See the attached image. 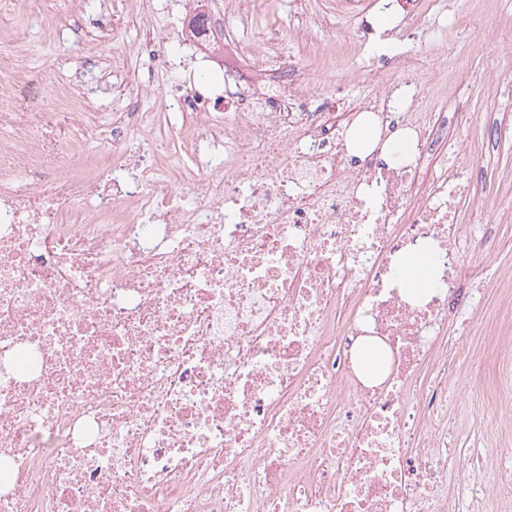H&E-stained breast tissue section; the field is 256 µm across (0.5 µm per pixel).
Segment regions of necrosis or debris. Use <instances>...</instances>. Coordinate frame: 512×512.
I'll return each instance as SVG.
<instances>
[{
  "instance_id": "4bbe7bcc",
  "label": "necrosis or debris",
  "mask_w": 512,
  "mask_h": 512,
  "mask_svg": "<svg viewBox=\"0 0 512 512\" xmlns=\"http://www.w3.org/2000/svg\"><path fill=\"white\" fill-rule=\"evenodd\" d=\"M164 0L178 41L146 32L158 67L174 48L196 78L162 98L185 113L195 165L127 156L155 116H114L96 167L62 174L77 136H43L38 112L0 89V512H479L481 470L448 488L447 390L420 369L449 318L470 327L460 213L471 156L414 187L447 138L445 103L413 78L415 55L365 37L375 93L341 108L273 46L248 72L217 9ZM433 73L443 64L421 61ZM413 149L390 164L351 155L359 116ZM434 245L436 288L414 298L401 257ZM384 374L353 364L361 339Z\"/></svg>"
}]
</instances>
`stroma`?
I'll return each mask as SVG.
<instances>
[{
  "mask_svg": "<svg viewBox=\"0 0 512 512\" xmlns=\"http://www.w3.org/2000/svg\"><path fill=\"white\" fill-rule=\"evenodd\" d=\"M0 11V30L18 37L24 67L47 79L42 109L54 112V98L66 93L76 76L86 75L85 90L95 101L93 116L83 134L87 162L104 158L109 144L105 130L119 112H155L159 115L158 139L172 141L183 125L178 112L162 107L161 90L171 71L198 70L199 62L185 52L172 59V70L158 68L138 50L144 30L140 16L126 0H11ZM340 0H309L307 12L318 19L305 41L292 34V0H253L254 17L242 25L237 5H229L225 25L235 33L238 49L232 54L239 66H247L251 54L261 48L268 33H275L285 59H302L308 70L307 85L323 93L342 89L344 102L356 100L370 88L368 74L358 69L356 36L338 39L349 24L339 8ZM360 19L376 32L392 33L398 45L441 60V76L418 70L417 76L431 95L445 97L449 109L459 107L479 113L475 125L452 129L456 148L474 159L469 194L454 198L466 220L480 219V232L463 230V265L485 268L487 279L474 300L481 312L506 311L512 303V46L492 45L473 36L477 27L512 25V0H468L469 17L464 26L448 32L446 39L431 40L433 11L420 12L415 28H408L404 12L419 11L420 0L382 9L377 0H357ZM112 19L111 41H90L78 53L64 54L57 39L60 30L74 21L92 22L101 10ZM495 94H488V83ZM494 335L472 328L469 335H450L448 367L458 383L448 391L449 405L461 408L448 428L449 470L458 474L475 462L484 464L490 480H497L503 463L500 451L512 448V400L505 398L498 373L489 372L480 383L467 377L466 365L485 355H512V328L497 322Z\"/></svg>",
  "mask_w": 512,
  "mask_h": 512,
  "instance_id": "35a3bbf8",
  "label": "stroma"
}]
</instances>
